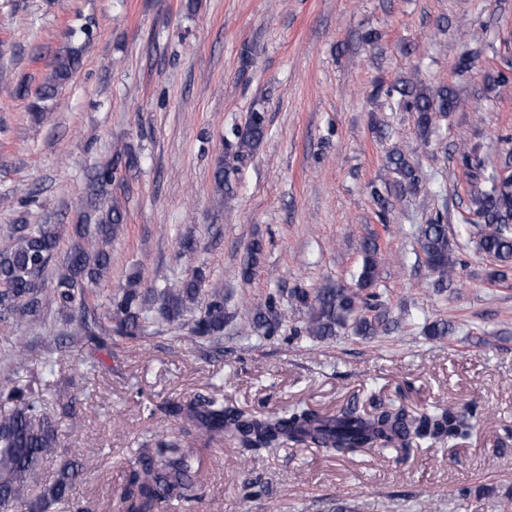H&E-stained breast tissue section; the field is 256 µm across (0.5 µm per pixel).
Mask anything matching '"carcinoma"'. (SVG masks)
Segmentation results:
<instances>
[{
	"mask_svg": "<svg viewBox=\"0 0 512 512\" xmlns=\"http://www.w3.org/2000/svg\"><path fill=\"white\" fill-rule=\"evenodd\" d=\"M478 56L469 44L462 43L457 70H470ZM80 63L77 49L58 60L42 80L30 103L34 112H49L59 88ZM512 88V66L494 69L488 74L486 90L500 92ZM385 96L401 108L414 113L423 145L439 118L463 111L468 102L447 86L428 87L412 79L400 80L385 89ZM266 115L254 110L244 130L232 131L227 146L238 157L251 154L264 140ZM505 147L499 162L487 169L479 147L462 154L460 167L471 183L462 220L479 227L477 251L496 266L490 274L495 283L512 267V138L502 139ZM138 165V156L119 147L112 160L98 173L95 192L109 193L119 169ZM387 167L396 175L403 194L417 190L422 178L404 153L389 154ZM96 208L82 212L81 223L72 225L71 246L54 270V285L43 286L45 275L56 259L62 239L59 224H15L12 244L0 250V322L19 325L36 324L52 308L64 314V334L80 339L97 349L107 347L112 336L137 338L147 335L153 321L148 316V300L132 279L111 294L106 306L96 303L97 285L109 273L112 256L107 245L112 242L125 220L122 199L116 195L106 219L95 216ZM447 217L441 213L418 230L417 239L426 264L443 286L454 281L459 258L448 238ZM358 250L362 263L354 276V285L327 281L316 288L298 289L291 304L306 310L307 320L294 329V335L311 341L337 336L372 339L388 329L390 310L375 291L378 280L377 242L364 238ZM262 252L259 241L251 243L238 274L251 279ZM204 275L198 269L191 277L178 278L153 290L157 320L186 328L194 336L210 339L224 334V296L203 292ZM105 308L99 313V308ZM288 320V309L278 305L270 294L256 303L248 322L249 330L276 333ZM424 335L444 340L454 332L445 319L424 326ZM8 398L17 408L0 415V512H64L85 465L71 458L62 459L54 478L35 484L44 460L58 454L55 424L37 399L12 390ZM181 423L182 439H158L152 448H142L129 470L123 499L130 503L128 512H154L159 506L182 509L199 498L202 484L198 475L205 459L195 444L202 438L223 436L250 451L277 448L288 441L308 440L330 456L341 457L362 449H406L416 440H452L470 426L467 418L448 409L427 412L408 411L386 405L366 413L349 404L334 416L296 406L269 415H255L224 405L215 394L199 395L170 408Z\"/></svg>",
	"mask_w": 512,
	"mask_h": 512,
	"instance_id": "obj_1",
	"label": "carcinoma"
}]
</instances>
